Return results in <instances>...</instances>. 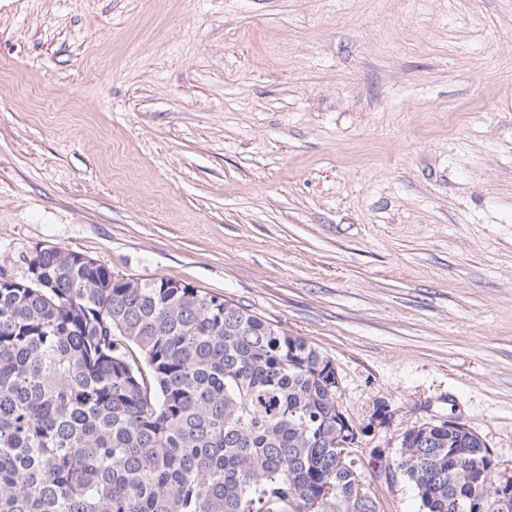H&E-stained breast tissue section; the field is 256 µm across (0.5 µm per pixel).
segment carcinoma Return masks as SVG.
Listing matches in <instances>:
<instances>
[{
  "instance_id": "carcinoma-1",
  "label": "carcinoma",
  "mask_w": 512,
  "mask_h": 512,
  "mask_svg": "<svg viewBox=\"0 0 512 512\" xmlns=\"http://www.w3.org/2000/svg\"><path fill=\"white\" fill-rule=\"evenodd\" d=\"M77 255L40 250L39 286L0 270V512H383L358 489L389 469L425 512H512L465 428L408 429L367 473L336 447L329 358L220 295Z\"/></svg>"
}]
</instances>
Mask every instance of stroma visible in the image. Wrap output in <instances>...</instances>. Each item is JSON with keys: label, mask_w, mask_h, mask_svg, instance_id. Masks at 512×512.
Wrapping results in <instances>:
<instances>
[{"label": "stroma", "mask_w": 512, "mask_h": 512, "mask_svg": "<svg viewBox=\"0 0 512 512\" xmlns=\"http://www.w3.org/2000/svg\"><path fill=\"white\" fill-rule=\"evenodd\" d=\"M48 246L303 339L364 452L457 419L512 476V0H0V269Z\"/></svg>", "instance_id": "1"}]
</instances>
